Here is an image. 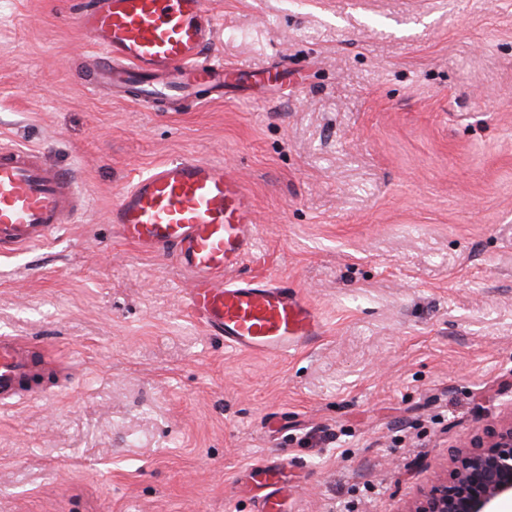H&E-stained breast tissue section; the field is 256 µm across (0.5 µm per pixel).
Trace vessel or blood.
<instances>
[{
    "label": "vessel or blood",
    "instance_id": "b4317fda",
    "mask_svg": "<svg viewBox=\"0 0 512 512\" xmlns=\"http://www.w3.org/2000/svg\"><path fill=\"white\" fill-rule=\"evenodd\" d=\"M72 19L100 49L89 82L143 110L168 92L180 104L224 96L227 73L209 51L216 25L207 0H82ZM89 204L72 174L43 151L0 142V253L44 244L77 223ZM114 235L170 257L189 281L185 304L205 331L234 350L281 359L324 333L320 310L280 278L237 277L257 246L255 207L244 182L219 163L182 156L160 163L121 192L110 210ZM71 384L46 350L0 336V404L44 398L46 377ZM277 459L255 512H277Z\"/></svg>",
    "mask_w": 512,
    "mask_h": 512
}]
</instances>
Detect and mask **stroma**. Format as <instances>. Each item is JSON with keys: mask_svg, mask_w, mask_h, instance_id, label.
Masks as SVG:
<instances>
[{"mask_svg": "<svg viewBox=\"0 0 512 512\" xmlns=\"http://www.w3.org/2000/svg\"><path fill=\"white\" fill-rule=\"evenodd\" d=\"M78 0H0V140L90 195L0 254V335L76 379L0 406V512H406L512 420V0H209L224 98L139 109L90 88ZM230 167L273 274L325 334L283 359L195 324L174 262L112 232L156 164ZM279 460L268 459L260 468L265 471L267 478L262 484L261 494L257 495L255 512H277L279 509V488L276 472L279 470Z\"/></svg>", "mask_w": 512, "mask_h": 512, "instance_id": "obj_1", "label": "stroma"}]
</instances>
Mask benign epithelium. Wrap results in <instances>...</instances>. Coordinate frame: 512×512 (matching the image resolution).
I'll list each match as a JSON object with an SVG mask.
<instances>
[{"mask_svg":"<svg viewBox=\"0 0 512 512\" xmlns=\"http://www.w3.org/2000/svg\"><path fill=\"white\" fill-rule=\"evenodd\" d=\"M449 478L408 512H503L512 503V423L489 446L462 449Z\"/></svg>","mask_w":512,"mask_h":512,"instance_id":"7a95c632","label":"benign epithelium"}]
</instances>
